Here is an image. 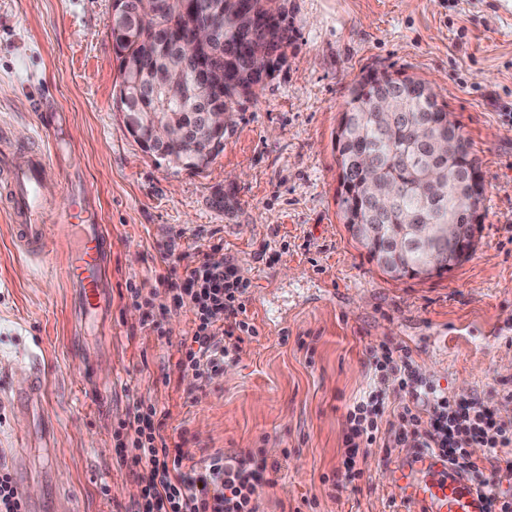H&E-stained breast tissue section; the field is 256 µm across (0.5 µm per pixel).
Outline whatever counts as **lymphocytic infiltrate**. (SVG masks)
I'll return each instance as SVG.
<instances>
[{
  "mask_svg": "<svg viewBox=\"0 0 512 512\" xmlns=\"http://www.w3.org/2000/svg\"><path fill=\"white\" fill-rule=\"evenodd\" d=\"M246 292V283L234 279L218 250L204 253L199 264L187 270L172 295L174 309L193 315L191 342L178 360L182 371L199 380L209 377L237 350L235 333L257 335V328L244 317ZM370 357L369 389L348 410L351 428L342 480L363 477L361 450L427 449L444 454L452 465L478 478L479 488L489 493L491 512H512V497L498 492L502 482L512 481V422L494 417L489 395L475 394L453 405L447 392L416 371L404 349L383 345L371 350ZM392 388L403 393L404 400L390 411L393 419L386 425L384 396ZM155 414V407L137 408L126 427V456L142 485L136 512H258L264 467L240 453L215 456L201 468L184 470L186 452L170 447L154 431ZM473 448L483 449V457H471Z\"/></svg>",
  "mask_w": 512,
  "mask_h": 512,
  "instance_id": "obj_1",
  "label": "lymphocytic infiltrate"
}]
</instances>
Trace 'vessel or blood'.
I'll return each mask as SVG.
<instances>
[{"instance_id": "b4317fda", "label": "vessel or blood", "mask_w": 512, "mask_h": 512, "mask_svg": "<svg viewBox=\"0 0 512 512\" xmlns=\"http://www.w3.org/2000/svg\"><path fill=\"white\" fill-rule=\"evenodd\" d=\"M45 152L31 156L27 168L10 173V196L20 223L15 235L25 255L40 256L49 245L50 228L43 222L42 186L47 177L58 175ZM72 206L59 216L62 230L76 226L81 241L66 258L65 274L76 288L80 310L90 313L105 307L107 253L110 240L88 192L71 195ZM392 486L398 497L412 505V512H490L486 492L465 471L453 467L439 453L420 450L405 455L393 469Z\"/></svg>"}]
</instances>
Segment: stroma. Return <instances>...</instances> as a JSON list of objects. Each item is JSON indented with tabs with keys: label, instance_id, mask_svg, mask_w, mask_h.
Listing matches in <instances>:
<instances>
[{
	"label": "stroma",
	"instance_id": "obj_1",
	"mask_svg": "<svg viewBox=\"0 0 512 512\" xmlns=\"http://www.w3.org/2000/svg\"><path fill=\"white\" fill-rule=\"evenodd\" d=\"M285 5L286 64L195 171L157 164L125 124L112 0H0V157L27 167L49 117L64 168L44 188L43 257H21L0 195V463L29 475L37 512H134L141 486L119 446L140 405L189 464L243 451L272 465L259 512H410L391 487L401 449H369L361 480H335L369 350L406 347L452 402L512 390V344L493 338L512 337V0ZM371 69L430 82L481 164L475 249L442 276L390 278L340 219L336 127ZM73 180L112 244V301L96 319L78 318L65 276L79 234L55 226ZM214 245L250 285L258 334L200 386L178 366L192 315L172 311L159 279L181 282ZM131 283L148 304L132 302ZM35 372L38 416L15 399Z\"/></svg>",
	"mask_w": 512,
	"mask_h": 512
}]
</instances>
